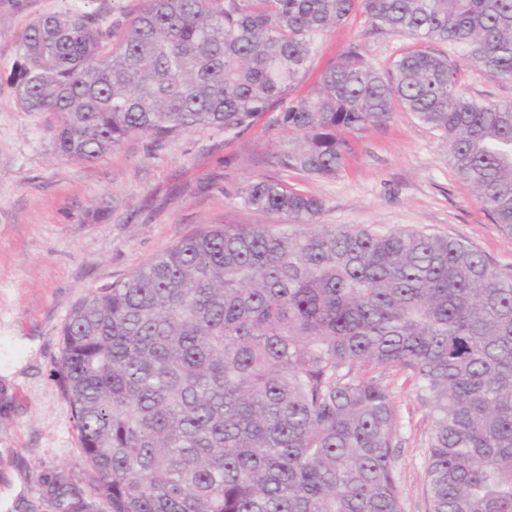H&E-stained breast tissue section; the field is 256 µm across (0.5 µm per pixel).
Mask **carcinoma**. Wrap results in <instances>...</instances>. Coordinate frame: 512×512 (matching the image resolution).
<instances>
[{
	"instance_id": "1",
	"label": "carcinoma",
	"mask_w": 512,
	"mask_h": 512,
	"mask_svg": "<svg viewBox=\"0 0 512 512\" xmlns=\"http://www.w3.org/2000/svg\"><path fill=\"white\" fill-rule=\"evenodd\" d=\"M356 13L512 80V0H144L115 43L87 12L37 18L13 82L69 159L136 135L233 139ZM399 110L512 229V103L467 96L423 46L385 73L350 48L281 113L279 163L334 178ZM239 199L288 223L205 228L75 303L55 376L86 472L39 467L17 512H404L396 403L367 375L388 368L432 411L429 512H512V266L419 229L323 225L322 200L276 180Z\"/></svg>"
}]
</instances>
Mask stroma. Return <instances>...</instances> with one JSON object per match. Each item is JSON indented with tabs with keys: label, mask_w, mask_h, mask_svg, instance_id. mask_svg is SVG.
I'll list each match as a JSON object with an SVG mask.
<instances>
[{
	"label": "stroma",
	"mask_w": 512,
	"mask_h": 512,
	"mask_svg": "<svg viewBox=\"0 0 512 512\" xmlns=\"http://www.w3.org/2000/svg\"><path fill=\"white\" fill-rule=\"evenodd\" d=\"M143 0H0V512L36 494L35 471L82 469L78 431L54 378L61 329L89 291L123 279L183 238L218 224L283 223L244 209L248 180L271 178L325 203L321 222L387 231L416 228L473 245L512 266V231L492 223L448 162L436 134L410 113L354 138L344 170L317 179L281 168L288 133L276 113L233 140L187 133L162 142L123 141L91 163L59 156L47 117L24 111L10 80L32 20L69 8L96 14L122 33ZM415 41L373 29L361 16L329 29L290 98L306 94L351 46L378 70ZM461 89L488 103L512 102V81L462 64ZM398 413L394 470L404 512H427L424 460L430 409L396 370L381 375Z\"/></svg>",
	"instance_id": "stroma-1"
}]
</instances>
